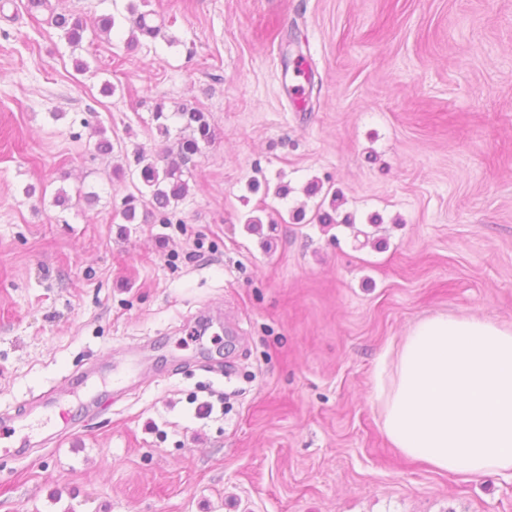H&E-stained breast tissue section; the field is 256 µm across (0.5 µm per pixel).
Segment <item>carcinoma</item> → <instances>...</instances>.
Wrapping results in <instances>:
<instances>
[{
    "label": "carcinoma",
    "mask_w": 512,
    "mask_h": 512,
    "mask_svg": "<svg viewBox=\"0 0 512 512\" xmlns=\"http://www.w3.org/2000/svg\"><path fill=\"white\" fill-rule=\"evenodd\" d=\"M118 2L112 0V12L99 16L91 28L83 14L58 12L51 0H27L26 10L30 14L48 13L47 23L74 51L83 48L85 43L91 46L97 40H110L113 29L122 19L130 23L126 41L129 49L159 38L170 45L176 42L165 34V21L157 20L153 11L142 9L146 0H127L122 6ZM151 120L156 136L165 142L174 141V147H166L155 155L137 152L134 167L115 165L108 173L111 179L131 176L134 191L122 198L120 208L127 224L171 223L170 214L189 192L187 164L216 139L215 127L208 115L197 107L179 105L172 110L165 99H155L151 105ZM92 134L97 137L96 151L111 154L113 145L106 137V129L96 125L92 127ZM97 201L98 194L83 185L73 194L61 186L53 197L54 206L63 212L82 204L91 206Z\"/></svg>",
    "instance_id": "1"
}]
</instances>
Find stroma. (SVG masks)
<instances>
[{
    "label": "stroma",
    "instance_id": "obj_1",
    "mask_svg": "<svg viewBox=\"0 0 512 512\" xmlns=\"http://www.w3.org/2000/svg\"><path fill=\"white\" fill-rule=\"evenodd\" d=\"M25 3L0 0V412L106 370L17 429L26 455L0 444V512H512L511 478L404 456L374 401L419 319L512 324V0H149L175 44L127 49L119 25L89 77ZM159 97L217 137L171 223L128 225L107 173L161 149ZM313 181L352 225L246 230L313 214ZM31 184L100 200L63 212ZM141 341L132 387L110 365Z\"/></svg>",
    "mask_w": 512,
    "mask_h": 512
}]
</instances>
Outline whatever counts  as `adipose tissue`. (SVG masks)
Segmentation results:
<instances>
[{"instance_id": "ef3b65f1", "label": "adipose tissue", "mask_w": 512, "mask_h": 512, "mask_svg": "<svg viewBox=\"0 0 512 512\" xmlns=\"http://www.w3.org/2000/svg\"><path fill=\"white\" fill-rule=\"evenodd\" d=\"M375 374L394 448L440 472L512 477V324L422 318L383 351Z\"/></svg>"}]
</instances>
